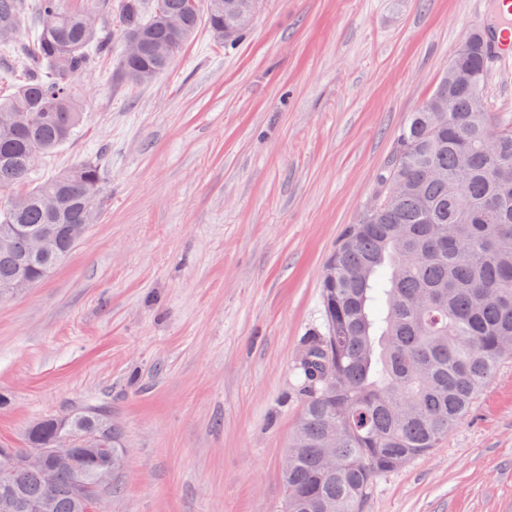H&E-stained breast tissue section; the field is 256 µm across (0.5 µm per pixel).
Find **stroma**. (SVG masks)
<instances>
[{
    "label": "stroma",
    "instance_id": "stroma-1",
    "mask_svg": "<svg viewBox=\"0 0 512 512\" xmlns=\"http://www.w3.org/2000/svg\"><path fill=\"white\" fill-rule=\"evenodd\" d=\"M67 3L103 13L112 54L75 76L83 125L36 174L103 158L106 203L60 267L0 301V443L104 408L127 450L106 512H282L327 259L495 0H263L234 48L199 29L148 86L118 79L104 0ZM481 94L512 116V69L489 65ZM359 512H512V359Z\"/></svg>",
    "mask_w": 512,
    "mask_h": 512
}]
</instances>
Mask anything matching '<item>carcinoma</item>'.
<instances>
[{
    "label": "carcinoma",
    "mask_w": 512,
    "mask_h": 512,
    "mask_svg": "<svg viewBox=\"0 0 512 512\" xmlns=\"http://www.w3.org/2000/svg\"><path fill=\"white\" fill-rule=\"evenodd\" d=\"M260 4L109 0L125 39L141 44L123 55L120 77L151 84L202 25L235 45ZM27 16L37 18L36 35L13 46L23 83L0 97V190L18 196L0 207V232L23 224L58 233L45 254L22 233L0 244V287L22 272L33 284L65 262L94 223L85 193L103 185L97 159L28 184L32 155L50 157L83 120L72 78L111 43L95 12H74L66 0H0V47ZM490 34L480 31L461 61L481 85ZM380 181L379 201L346 227L327 262V334L305 349L308 396L282 468L284 512H359L373 479L436 448L512 358V119L476 111L470 92L445 75L410 113ZM64 418L91 455L102 457L98 436L123 445L100 410ZM54 421L33 425L25 448L54 447ZM122 471L97 465L81 478L65 466L13 468L0 459V500L23 512H95Z\"/></svg>",
    "instance_id": "obj_1"
}]
</instances>
